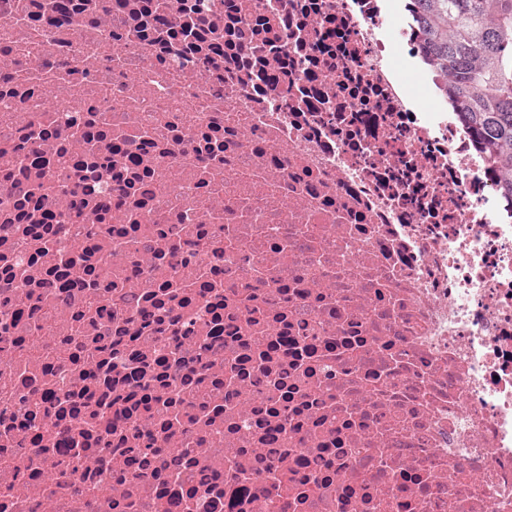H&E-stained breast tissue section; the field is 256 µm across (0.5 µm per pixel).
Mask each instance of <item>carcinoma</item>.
Listing matches in <instances>:
<instances>
[{
    "instance_id": "carcinoma-1",
    "label": "carcinoma",
    "mask_w": 512,
    "mask_h": 512,
    "mask_svg": "<svg viewBox=\"0 0 512 512\" xmlns=\"http://www.w3.org/2000/svg\"><path fill=\"white\" fill-rule=\"evenodd\" d=\"M422 45L448 84L458 121L480 142L489 168L512 195V0H411ZM87 250L103 251L112 225L82 228ZM68 245L42 249L46 276L68 267ZM84 288H112V267H84Z\"/></svg>"
}]
</instances>
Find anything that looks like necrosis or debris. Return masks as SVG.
<instances>
[{"label":"necrosis or debris","mask_w":512,"mask_h":512,"mask_svg":"<svg viewBox=\"0 0 512 512\" xmlns=\"http://www.w3.org/2000/svg\"><path fill=\"white\" fill-rule=\"evenodd\" d=\"M413 16L0 0V284L55 216L111 225L114 282L76 332L74 250L0 341V512H512V200Z\"/></svg>","instance_id":"obj_1"}]
</instances>
